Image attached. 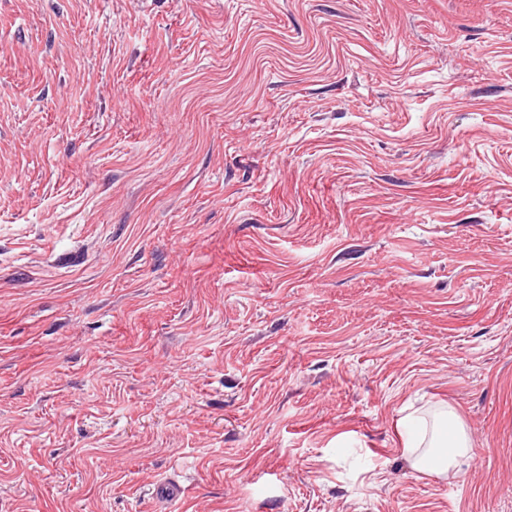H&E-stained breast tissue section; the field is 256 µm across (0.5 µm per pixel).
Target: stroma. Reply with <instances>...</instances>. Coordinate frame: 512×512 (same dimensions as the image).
<instances>
[{
    "instance_id": "1",
    "label": "stroma",
    "mask_w": 512,
    "mask_h": 512,
    "mask_svg": "<svg viewBox=\"0 0 512 512\" xmlns=\"http://www.w3.org/2000/svg\"><path fill=\"white\" fill-rule=\"evenodd\" d=\"M0 512H512V0H0ZM447 433H449L448 446H439L447 442ZM433 439L434 442L430 446L432 448L421 452L418 448H414L410 441L406 442L405 454L412 460L413 468L419 472L448 474V477L455 478L456 459L469 449L466 432L458 418L448 413V421L446 420L435 429Z\"/></svg>"
}]
</instances>
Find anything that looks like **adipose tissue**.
Wrapping results in <instances>:
<instances>
[{"instance_id": "1", "label": "adipose tissue", "mask_w": 512, "mask_h": 512, "mask_svg": "<svg viewBox=\"0 0 512 512\" xmlns=\"http://www.w3.org/2000/svg\"><path fill=\"white\" fill-rule=\"evenodd\" d=\"M433 439L432 448L424 451L411 445L405 446L404 451L411 459L413 468L420 472L454 474L457 457L469 448L462 424L457 417H449L448 421L435 429Z\"/></svg>"}]
</instances>
